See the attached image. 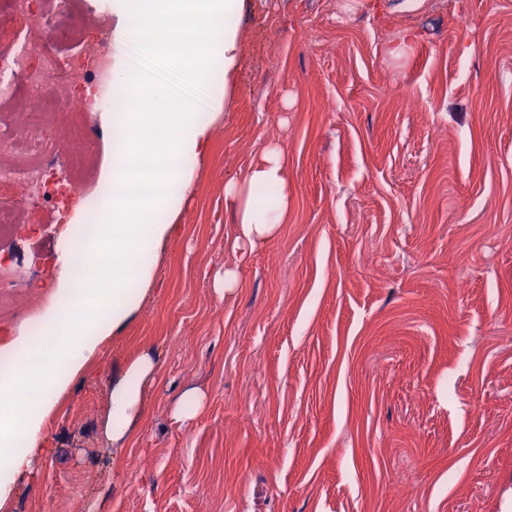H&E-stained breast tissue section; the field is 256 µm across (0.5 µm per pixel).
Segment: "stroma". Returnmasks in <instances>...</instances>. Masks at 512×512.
<instances>
[{
    "instance_id": "stroma-1",
    "label": "stroma",
    "mask_w": 512,
    "mask_h": 512,
    "mask_svg": "<svg viewBox=\"0 0 512 512\" xmlns=\"http://www.w3.org/2000/svg\"><path fill=\"white\" fill-rule=\"evenodd\" d=\"M240 37L149 295L60 397L9 512H504L512 0H244ZM271 142L288 222L237 259L224 184ZM61 230L46 204L14 239L34 294H51ZM148 350L117 448L110 392ZM189 390L204 409L182 423Z\"/></svg>"
}]
</instances>
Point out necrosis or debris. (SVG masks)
Instances as JSON below:
<instances>
[{
    "instance_id": "obj_1",
    "label": "necrosis or debris",
    "mask_w": 512,
    "mask_h": 512,
    "mask_svg": "<svg viewBox=\"0 0 512 512\" xmlns=\"http://www.w3.org/2000/svg\"><path fill=\"white\" fill-rule=\"evenodd\" d=\"M33 0H0V241L29 223L32 210L53 204L59 223L81 208L96 224L109 183L85 187L76 180L88 159L89 122L112 111V14L96 10L99 39L84 37L71 18V0H51L33 12ZM70 145L57 161L58 142Z\"/></svg>"
}]
</instances>
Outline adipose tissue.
Here are the masks:
<instances>
[{
	"label": "adipose tissue",
	"mask_w": 512,
	"mask_h": 512,
	"mask_svg": "<svg viewBox=\"0 0 512 512\" xmlns=\"http://www.w3.org/2000/svg\"><path fill=\"white\" fill-rule=\"evenodd\" d=\"M243 0H127L124 22L114 37L131 35L162 50L192 38L188 58L191 77L212 83L214 63L225 79L240 64L239 16ZM112 74L118 99L146 101L140 112H116L113 122L127 131L117 144V161L104 175L112 196L100 224L82 239L75 229L85 222L75 214L60 237L61 266L50 302L41 317L44 334L41 363L13 374L11 399L0 406V507L18 494V481L49 451L48 417L58 399L83 377L89 363L143 302L150 291L152 258L172 234L173 222L193 189V172L208 152L211 129L223 109L224 95L196 102L175 98L153 72L134 78L121 57ZM224 199L236 211L233 251L253 252L279 232L288 219V156L267 144L261 161L244 181L229 180ZM96 255L107 268L103 279L84 286L75 268L84 255ZM156 366L152 354L132 360L110 397L106 435L124 441L139 419L145 383Z\"/></svg>",
	"instance_id": "obj_1"
}]
</instances>
